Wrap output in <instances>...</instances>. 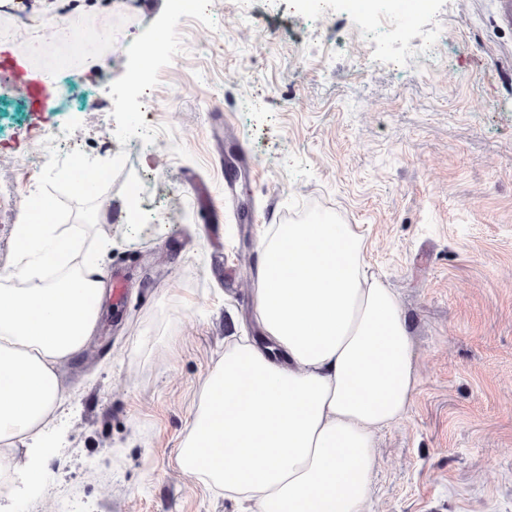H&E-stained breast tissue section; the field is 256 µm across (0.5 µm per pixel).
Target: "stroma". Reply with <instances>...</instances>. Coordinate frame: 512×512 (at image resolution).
<instances>
[{"instance_id":"1","label":"stroma","mask_w":512,"mask_h":512,"mask_svg":"<svg viewBox=\"0 0 512 512\" xmlns=\"http://www.w3.org/2000/svg\"><path fill=\"white\" fill-rule=\"evenodd\" d=\"M370 2L0 8V274L43 197L74 256L124 283L63 368L38 492L0 475V512H242L181 450L225 351L260 336L262 234L322 218L356 226L417 355L371 512H512V25L498 0H422L407 22L403 0ZM241 150L255 169L228 197ZM75 153L107 173L95 194L59 175Z\"/></svg>"}]
</instances>
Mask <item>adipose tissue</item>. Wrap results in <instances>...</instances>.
<instances>
[{
    "mask_svg": "<svg viewBox=\"0 0 512 512\" xmlns=\"http://www.w3.org/2000/svg\"><path fill=\"white\" fill-rule=\"evenodd\" d=\"M44 206L15 228L20 288L0 286V444L39 481V435L63 398L59 369L93 332L104 288L94 263L49 284L70 240ZM256 310L264 344L235 342L209 379L180 465L254 512H370L377 432L401 419L417 361L397 296L372 279L347 224H279L261 243Z\"/></svg>",
    "mask_w": 512,
    "mask_h": 512,
    "instance_id": "obj_1",
    "label": "adipose tissue"
}]
</instances>
